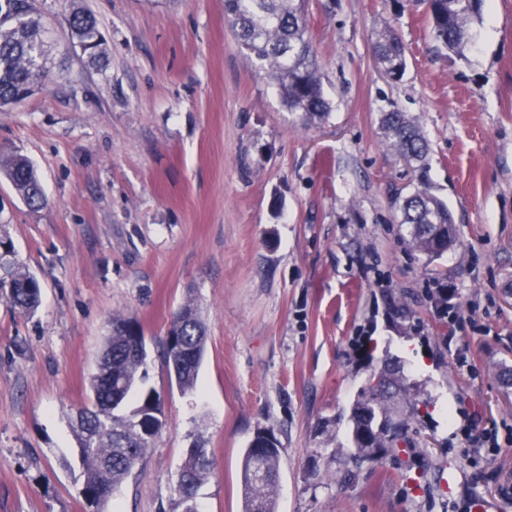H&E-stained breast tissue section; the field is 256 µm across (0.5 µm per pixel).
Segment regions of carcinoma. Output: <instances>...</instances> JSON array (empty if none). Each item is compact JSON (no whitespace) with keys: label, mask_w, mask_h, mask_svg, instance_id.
Returning <instances> with one entry per match:
<instances>
[{"label":"carcinoma","mask_w":512,"mask_h":512,"mask_svg":"<svg viewBox=\"0 0 512 512\" xmlns=\"http://www.w3.org/2000/svg\"><path fill=\"white\" fill-rule=\"evenodd\" d=\"M480 2L431 0L433 33L442 48L461 52L470 25L479 17ZM224 12L236 31L238 45L275 80L288 111L306 122L329 112L306 37V0H224ZM69 26L88 61L99 63L105 55L104 38L95 17L75 10ZM45 34V22L33 0H0V107L25 100L46 82ZM375 55L392 78L403 76L405 49L391 29L379 33ZM382 129L387 146L418 164L421 171L414 191L395 201L399 224L406 226L415 250L430 258L440 256L448 250L454 219L426 177L428 142L419 127L398 110L384 113ZM0 172L29 206H46L47 199L27 158L0 151ZM0 289L6 291L7 303L18 313L32 315L41 304L39 281L21 264L12 242L2 237ZM205 347V323L198 307L188 301L172 314L162 342L167 373L180 391L195 389ZM147 357L141 327L123 314L112 315L109 335L89 380L90 395L71 419L81 466V495L91 504L104 502L130 475L164 426L161 396L145 387ZM380 373L390 380L389 391L363 390L352 407L351 458L356 463L374 462L388 452H416L411 442L403 448L397 447V442L410 427L420 391L387 360ZM280 467L275 435L258 432L243 454V512H275ZM214 468L207 448L196 444L187 450L177 489L183 512H199L198 489Z\"/></svg>","instance_id":"carcinoma-1"}]
</instances>
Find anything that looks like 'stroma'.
<instances>
[{
  "mask_svg": "<svg viewBox=\"0 0 512 512\" xmlns=\"http://www.w3.org/2000/svg\"><path fill=\"white\" fill-rule=\"evenodd\" d=\"M52 29L49 79L0 111V149L33 163L48 205L0 177V231L38 279L23 316L0 297V512H182L194 444L214 473L201 512H242L257 432L281 448L276 512H512V0H482L461 52L438 50L424 0H308L331 109L302 124L237 46L224 0H34ZM90 10L89 63L67 22ZM405 47L401 79L376 34ZM412 118L455 241L430 259L394 201L419 172L387 147L384 112ZM194 301L207 324L195 391L157 350ZM120 312L150 348L166 425L131 475L89 506L70 408ZM425 393L420 456L354 464L350 412L380 361ZM375 55L392 78L399 79L403 76L406 69L405 49L391 29L385 28L379 33Z\"/></svg>",
  "mask_w": 512,
  "mask_h": 512,
  "instance_id": "1",
  "label": "stroma"
}]
</instances>
